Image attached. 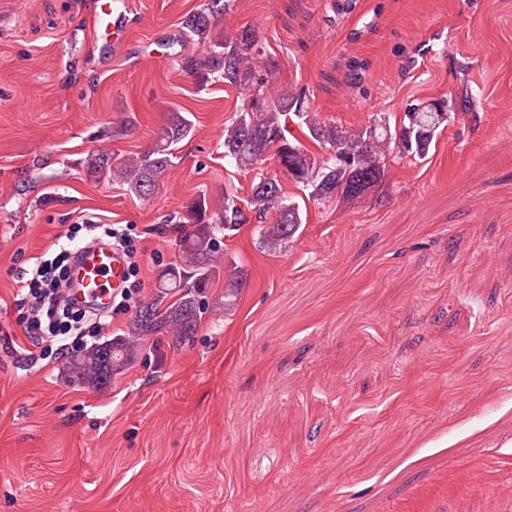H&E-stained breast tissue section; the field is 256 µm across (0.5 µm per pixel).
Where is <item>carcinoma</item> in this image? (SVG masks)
Here are the masks:
<instances>
[{
    "label": "carcinoma",
    "instance_id": "obj_1",
    "mask_svg": "<svg viewBox=\"0 0 512 512\" xmlns=\"http://www.w3.org/2000/svg\"><path fill=\"white\" fill-rule=\"evenodd\" d=\"M229 6L230 0H205L201 10L187 16L183 22L186 35L206 44V48L196 56H184L181 66L200 78L216 74L242 94H251L250 101L237 109L224 126V157L237 167L255 168L271 152L283 172L309 190V197L350 202L363 197L371 181L384 180L390 154L396 151L423 159L441 128L448 125L445 110L417 104L406 113L408 125L401 129V137L410 139L407 145L393 136L384 114L377 115L365 127L343 131L312 115L305 97L299 93L283 91L273 101H266L255 88L254 30L244 28L233 37L216 31L218 20ZM290 113L306 126L313 140L329 146L331 152L322 157L310 155L290 141L286 136V117ZM192 129V121L186 115L170 112L152 148L120 159L103 154L95 161V173L100 179L118 180L135 194L147 197L173 166L174 146ZM253 204L255 218L263 224L260 244L269 251L291 242L303 224L299 204L284 195L275 177L259 174ZM189 214L197 227L183 241L185 266L163 272L155 296L137 310L130 336L115 337L66 362L74 380L94 387L105 385L113 371L128 362L136 337L166 332L179 346L193 336L204 305L202 294L220 274L223 246L219 234L238 229L249 222V217L228 196L221 208L213 211L206 200H197L189 206ZM243 286L242 275L229 274L224 308L233 306Z\"/></svg>",
    "mask_w": 512,
    "mask_h": 512
}]
</instances>
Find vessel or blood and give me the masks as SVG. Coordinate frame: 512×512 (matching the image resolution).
Wrapping results in <instances>:
<instances>
[{"instance_id": "1", "label": "vessel or blood", "mask_w": 512, "mask_h": 512, "mask_svg": "<svg viewBox=\"0 0 512 512\" xmlns=\"http://www.w3.org/2000/svg\"><path fill=\"white\" fill-rule=\"evenodd\" d=\"M92 20V40L100 42L103 31H111L112 48L120 50L131 28L130 0H96ZM125 259L110 243L97 241L76 251L68 277L67 295L81 308L109 306L113 291L122 288Z\"/></svg>"}]
</instances>
